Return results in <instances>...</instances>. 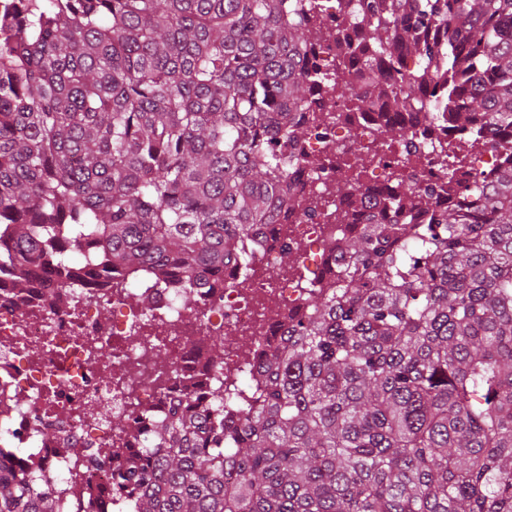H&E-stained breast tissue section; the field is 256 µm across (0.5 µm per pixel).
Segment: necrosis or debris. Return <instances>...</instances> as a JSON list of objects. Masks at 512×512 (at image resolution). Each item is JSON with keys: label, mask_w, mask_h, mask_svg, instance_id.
Listing matches in <instances>:
<instances>
[{"label": "necrosis or debris", "mask_w": 512, "mask_h": 512, "mask_svg": "<svg viewBox=\"0 0 512 512\" xmlns=\"http://www.w3.org/2000/svg\"><path fill=\"white\" fill-rule=\"evenodd\" d=\"M288 10L311 29L300 59L308 71L332 73L338 61L357 55L363 34L354 14L361 0H287ZM355 97L338 96L335 87L313 86L306 114L318 128L287 144L284 152L298 180L292 186L294 211L288 243L296 261L319 277L336 238L329 228L336 215V173L357 150L375 152L358 184L359 204L379 201L376 188L394 174L417 175L443 187L447 178L441 144L456 138L447 123L415 125L417 153L401 148L379 151V128L408 122V110L379 111L356 84ZM247 287L194 290L185 304L179 288L152 286L150 272L126 279L120 288H35L24 295L0 291V458L18 477L39 472L41 492L57 498L61 512H102L112 491V465L129 446L126 431L137 428L142 411L159 403L161 394H183L194 375L210 362L207 336L224 331L240 336L227 344L222 366L241 388L258 379L251 340L268 333L283 335L289 310L303 303L300 280L284 277L268 283L262 269L281 263L277 243L259 234L251 244ZM150 291L154 305L139 302ZM110 317H101L102 309ZM186 336L195 345L183 344ZM160 351L155 363L142 352ZM112 349L109 358L97 357ZM106 406L111 418L97 409ZM54 437H46V430Z\"/></svg>", "instance_id": "1"}]
</instances>
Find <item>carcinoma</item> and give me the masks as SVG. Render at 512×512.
I'll return each instance as SVG.
<instances>
[{"instance_id":"carcinoma-1","label":"carcinoma","mask_w":512,"mask_h":512,"mask_svg":"<svg viewBox=\"0 0 512 512\" xmlns=\"http://www.w3.org/2000/svg\"><path fill=\"white\" fill-rule=\"evenodd\" d=\"M282 0H12L0 15V278L16 294L149 265L189 289L280 212L276 142L308 134L310 30ZM374 103L512 133V0H368ZM411 59L395 90L377 68ZM386 143L415 147L385 124ZM462 198L396 178L307 285L250 390L215 375L145 413L112 470L125 512H512V145ZM362 155L336 182L352 201ZM0 476V512H59Z\"/></svg>"}]
</instances>
